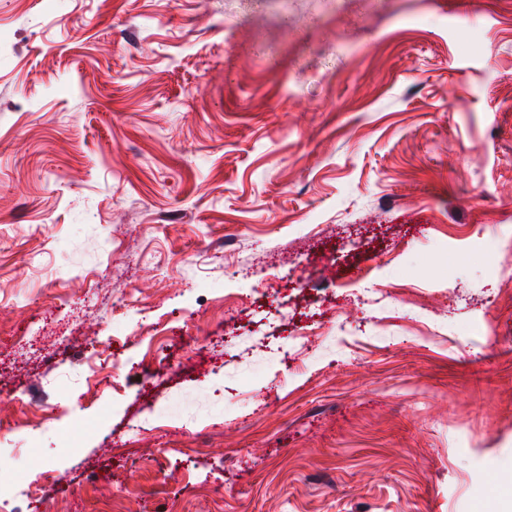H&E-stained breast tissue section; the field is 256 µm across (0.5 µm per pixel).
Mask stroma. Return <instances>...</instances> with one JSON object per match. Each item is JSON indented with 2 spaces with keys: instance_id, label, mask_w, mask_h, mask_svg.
<instances>
[{
  "instance_id": "obj_1",
  "label": "stroma",
  "mask_w": 512,
  "mask_h": 512,
  "mask_svg": "<svg viewBox=\"0 0 512 512\" xmlns=\"http://www.w3.org/2000/svg\"><path fill=\"white\" fill-rule=\"evenodd\" d=\"M0 497L499 512L512 0H0Z\"/></svg>"
}]
</instances>
